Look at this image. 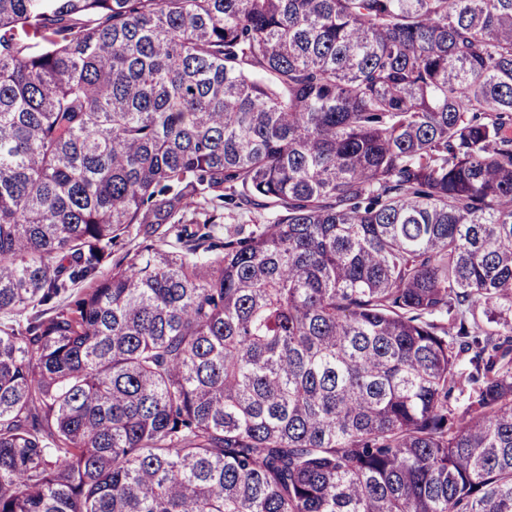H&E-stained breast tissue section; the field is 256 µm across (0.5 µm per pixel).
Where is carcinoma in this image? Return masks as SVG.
I'll list each match as a JSON object with an SVG mask.
<instances>
[{
    "instance_id": "cac0c4a2",
    "label": "carcinoma",
    "mask_w": 512,
    "mask_h": 512,
    "mask_svg": "<svg viewBox=\"0 0 512 512\" xmlns=\"http://www.w3.org/2000/svg\"><path fill=\"white\" fill-rule=\"evenodd\" d=\"M0 512H512V0H0Z\"/></svg>"
}]
</instances>
